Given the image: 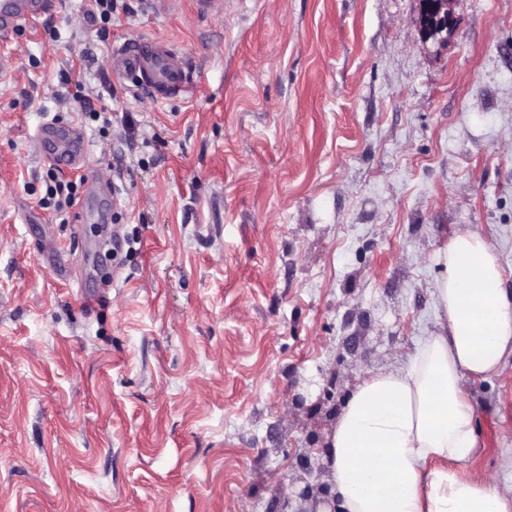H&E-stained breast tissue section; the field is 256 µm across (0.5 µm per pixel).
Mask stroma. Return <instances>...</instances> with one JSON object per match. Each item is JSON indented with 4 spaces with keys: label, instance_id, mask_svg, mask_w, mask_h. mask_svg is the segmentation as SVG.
<instances>
[{
    "label": "stroma",
    "instance_id": "1",
    "mask_svg": "<svg viewBox=\"0 0 512 512\" xmlns=\"http://www.w3.org/2000/svg\"><path fill=\"white\" fill-rule=\"evenodd\" d=\"M60 2L0 79V512H273L288 478L330 485L308 436L436 330L438 251L479 234L512 295V0H454L444 38L420 0H128L104 41ZM143 38L186 54L191 97L113 73ZM66 71L101 119L57 99ZM55 117L116 189L118 254L38 205ZM466 393L480 450L454 470L503 475L512 359Z\"/></svg>",
    "mask_w": 512,
    "mask_h": 512
}]
</instances>
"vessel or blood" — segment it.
<instances>
[{
	"label": "vessel or blood",
	"mask_w": 512,
	"mask_h": 512,
	"mask_svg": "<svg viewBox=\"0 0 512 512\" xmlns=\"http://www.w3.org/2000/svg\"><path fill=\"white\" fill-rule=\"evenodd\" d=\"M59 0H0V78L8 76L15 59L7 46L26 26L57 12ZM112 69L123 76L138 78L163 98L183 97L194 92L196 81L184 53L162 40L140 39L119 45L112 53ZM35 141L43 156L60 170L86 173L87 189L82 197L80 216L97 208L99 199L94 177L88 176L84 135L73 123H54L38 130Z\"/></svg>",
	"instance_id": "b4317fda"
}]
</instances>
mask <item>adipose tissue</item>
<instances>
[{"instance_id":"ef3b65f1","label":"adipose tissue","mask_w":512,"mask_h":512,"mask_svg":"<svg viewBox=\"0 0 512 512\" xmlns=\"http://www.w3.org/2000/svg\"><path fill=\"white\" fill-rule=\"evenodd\" d=\"M437 263L438 330L406 367L365 378L336 417L328 461L341 512H512V480L449 468L479 451L466 384L512 357V296L478 234H456Z\"/></svg>"}]
</instances>
